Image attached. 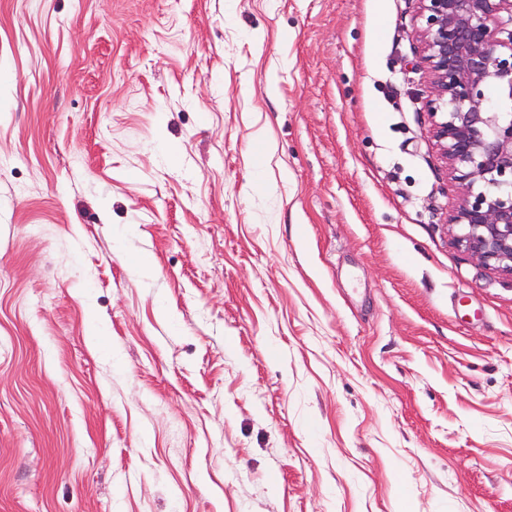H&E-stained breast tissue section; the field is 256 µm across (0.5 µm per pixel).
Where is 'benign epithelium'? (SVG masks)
I'll return each instance as SVG.
<instances>
[{
  "label": "benign epithelium",
  "mask_w": 512,
  "mask_h": 512,
  "mask_svg": "<svg viewBox=\"0 0 512 512\" xmlns=\"http://www.w3.org/2000/svg\"><path fill=\"white\" fill-rule=\"evenodd\" d=\"M419 2L431 133L460 189L453 244L512 275V0Z\"/></svg>",
  "instance_id": "obj_1"
}]
</instances>
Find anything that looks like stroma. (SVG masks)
Here are the masks:
<instances>
[{
	"mask_svg": "<svg viewBox=\"0 0 512 512\" xmlns=\"http://www.w3.org/2000/svg\"><path fill=\"white\" fill-rule=\"evenodd\" d=\"M420 24L0 0V512H512V277L451 243Z\"/></svg>",
	"mask_w": 512,
	"mask_h": 512,
	"instance_id": "stroma-1",
	"label": "stroma"
}]
</instances>
